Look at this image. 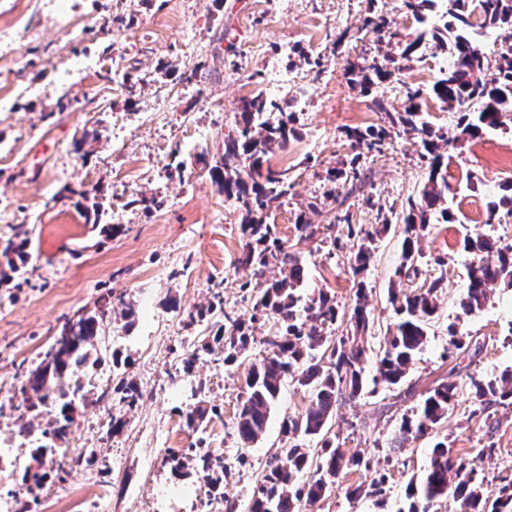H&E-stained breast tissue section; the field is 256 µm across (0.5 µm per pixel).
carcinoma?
I'll use <instances>...</instances> for the list:
<instances>
[{
	"mask_svg": "<svg viewBox=\"0 0 512 512\" xmlns=\"http://www.w3.org/2000/svg\"><path fill=\"white\" fill-rule=\"evenodd\" d=\"M418 27L397 42L399 53H385L371 59L350 61L347 74L351 82L366 93L373 87L395 78L397 72L420 61L419 49L432 41L440 49H451L448 67L440 70L428 89L408 87L401 110L387 108L383 98L372 99L373 108L384 114L385 124L379 127H349L345 131L350 148L355 151L348 167L333 168L326 179L333 184L325 198L332 207L309 202L296 213L294 229L300 241L331 240L335 246L340 238L336 229L347 228L352 245L354 276L368 268L373 257L376 238L388 229V219L371 229H356L352 223L351 205L347 201L365 184L366 176L358 167V150L381 146L394 134L403 132L414 140L427 175L415 198H408L403 210L401 264L395 275L415 280L431 266L437 275L413 290L388 289L389 301L397 315L389 324L378 360V374L373 383L397 385L406 376L427 342V325L437 312V293L447 281V256L426 253L423 240L429 233L434 216L448 222V179L443 150L457 142L436 130L426 119L427 100L435 99L460 112L461 135L482 136L486 130L501 127V117L512 112V0H479L481 19L472 20L469 0H401ZM494 33L508 49L500 55L495 73L483 75L485 62L477 46L485 33ZM478 108L470 110V103ZM236 127L224 136V149L214 164L207 165L211 179L224 192V200L233 205L240 216L239 229L243 239L234 267L246 273L241 287L250 289L253 314L250 322L236 321L232 331H224L221 321L210 327V336L201 343V350L224 348V362L231 363L245 354L255 341L254 323H271L261 359L249 368L236 413L235 432L243 448L256 442L265 432L271 408L283 382L292 378L308 394L305 412L290 416L283 422L284 445L269 462L264 483L252 496L249 512H302V506L321 501L336 485L342 472L369 469L358 454H347L342 444L331 437L329 422L336 413V404L354 399L364 389L363 362L371 350V330L364 281L357 282L356 303L350 311H341L330 294L320 290L302 301L299 290L304 280V266L298 255L283 239L277 237L276 225L267 221L269 204L291 195L293 183L288 170L265 166L270 154L286 146L297 136L296 116L292 104L272 99L258 92L240 101ZM346 188L339 194L334 184ZM512 214V183L505 194L486 205L485 223L500 222L502 209ZM464 251L473 255L468 283L459 299L461 315L468 317L482 312L493 288H512V243H505L492 234L476 231L465 234ZM495 255L488 262L484 255ZM276 266L281 278L270 279L267 271ZM112 312V301L104 300L95 311L80 315L72 325L71 337L64 347L50 345L41 362L29 370L21 393V406L28 412L44 409L55 413L45 427L23 428V434L44 451L48 439H65L74 423V414L86 405V395L79 383L69 379L81 367L96 366L100 358L94 340ZM346 323L340 335H334L337 322ZM472 403L481 409L493 404H512V369H504L482 380L470 379ZM459 396L455 382L440 383L429 390L419 409L402 419L397 447L415 439L448 417ZM313 442L315 447L306 444ZM200 472L206 483L215 489L224 482V461L207 452H197ZM92 455L65 454L52 459L49 469L27 467L22 481L28 490L40 488L51 473H65ZM387 482L377 473L366 486L347 488V496L357 499L363 493L380 495ZM452 497L453 512H512V479L499 478L492 488L485 474L473 466L468 457L451 448L448 441L434 444L425 475L409 486L413 499L407 512H430L434 501Z\"/></svg>",
	"mask_w": 512,
	"mask_h": 512,
	"instance_id": "carcinoma-1",
	"label": "carcinoma"
}]
</instances>
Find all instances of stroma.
<instances>
[{
  "label": "stroma",
  "mask_w": 512,
  "mask_h": 512,
  "mask_svg": "<svg viewBox=\"0 0 512 512\" xmlns=\"http://www.w3.org/2000/svg\"><path fill=\"white\" fill-rule=\"evenodd\" d=\"M391 31L416 24L401 0H0V240L25 233L27 261L12 270L0 254V504L26 498L21 476L34 446L20 431L14 405L28 371L42 359L62 325L93 310L100 299L123 300L134 320L113 311L97 339V369L76 378L95 404L79 410L57 452L93 451L85 473L52 476L37 490L35 512H81L95 495V512H224V502L247 506L268 464L283 445L281 424L305 411L308 397L285 380L265 434L240 447L235 417L251 361L260 344L233 365L199 346L206 324L185 327L196 307L221 298L234 320H249L252 300L233 261L241 249L240 217L225 204L200 152L216 154L235 126L241 99L259 91L286 100L305 94L296 139L270 164L288 170V200L271 204L269 220L305 267L304 293L319 290L352 307L355 283L350 248L298 242L300 204L322 198L329 169L357 159L371 182L352 208L363 227L385 212L390 229L375 243L365 275L374 321L364 376L376 375L378 351L395 319L388 288L400 260L402 206L426 178L412 140L388 138L380 149L354 156L344 131L382 125L371 97L349 82L348 62L385 53L361 26L369 11ZM235 44L229 55L227 44ZM448 54L427 47L422 62L376 88L389 109L401 108L406 85L427 86ZM139 82L134 98L123 89L127 70ZM428 120L454 137L447 150L448 204L453 219L432 222L423 245L448 257V286L438 293L427 343L401 386H366L339 402L331 431L344 450L370 470L342 476L320 502L303 512H401L410 482L420 480L431 448L448 439L488 477H512V406L474 413L461 393L447 420L424 436L392 447L402 419L443 381L484 378L512 366V288H495L487 307L468 318L464 350L449 352L448 326L473 261L460 241L484 230L486 204L512 181V113L499 129L460 138L457 111L430 103ZM156 207L129 204L130 193ZM198 359L191 373L183 361ZM141 396L128 403L122 380ZM209 412L196 430L184 414L198 402ZM124 423L112 432L113 419ZM494 445L485 458V445ZM196 447L222 458L229 470L212 492L187 454ZM386 474L379 496L348 499V486Z\"/></svg>",
  "instance_id": "1"
}]
</instances>
